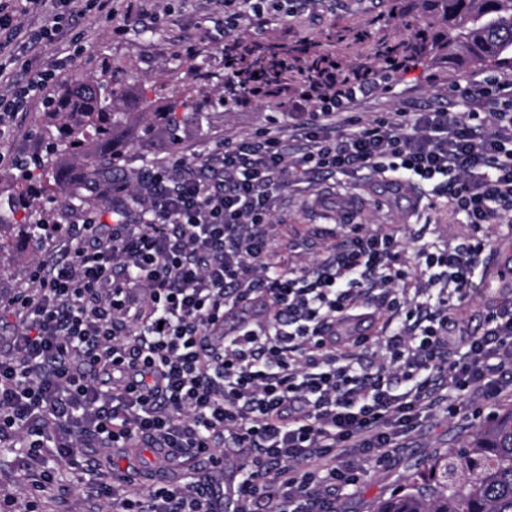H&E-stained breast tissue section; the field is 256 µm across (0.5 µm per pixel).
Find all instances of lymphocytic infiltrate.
I'll return each mask as SVG.
<instances>
[{
    "label": "lymphocytic infiltrate",
    "instance_id": "obj_1",
    "mask_svg": "<svg viewBox=\"0 0 512 512\" xmlns=\"http://www.w3.org/2000/svg\"><path fill=\"white\" fill-rule=\"evenodd\" d=\"M73 0H0V77L30 79L0 97V113L27 111L54 80L9 50L44 46L75 22ZM46 9L22 31L20 13ZM386 78L365 69L346 95H326L280 133L225 141L210 161L153 169L139 204L86 213L63 258L41 259L28 287L0 299V443L20 441L39 471L41 502L66 462L120 512H213L188 458L241 448L234 512H336L367 462L436 411L473 415L498 401L512 366V300L484 309L455 335L454 316L482 266L491 224L512 223V77L480 73L454 84L462 108L387 112L363 120L351 105ZM433 184L469 232L433 251L425 230L406 234L340 220L314 266H282L273 190L284 179L353 178ZM370 312L372 334L345 343L338 319ZM150 449L154 466H183L171 484L131 487L116 455Z\"/></svg>",
    "mask_w": 512,
    "mask_h": 512
}]
</instances>
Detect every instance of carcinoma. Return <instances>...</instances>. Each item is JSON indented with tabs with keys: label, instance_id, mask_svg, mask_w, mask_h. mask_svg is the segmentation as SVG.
Instances as JSON below:
<instances>
[{
	"label": "carcinoma",
	"instance_id": "obj_1",
	"mask_svg": "<svg viewBox=\"0 0 512 512\" xmlns=\"http://www.w3.org/2000/svg\"><path fill=\"white\" fill-rule=\"evenodd\" d=\"M417 36L381 42L374 48L378 67L393 60L419 57L445 59L456 69L490 63H512V0H422V13L411 18ZM319 50L282 47L270 52L244 40L235 50L237 81L242 93L258 99L277 98L293 85L298 91L319 94L314 66ZM126 89L112 80L76 79L46 103V122L57 124L47 154L70 152L86 160L87 176L96 178L103 167L86 149L88 129L104 138L125 124L130 113L123 102ZM188 99L175 101L165 112H142L145 146L155 123L171 142L195 117ZM14 255L0 237V281L11 274ZM374 512H512V409L479 427L460 448H450L427 464L400 492L380 500Z\"/></svg>",
	"mask_w": 512,
	"mask_h": 512
}]
</instances>
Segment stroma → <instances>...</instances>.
<instances>
[{
  "instance_id": "35a3bbf8",
  "label": "stroma",
  "mask_w": 512,
  "mask_h": 512,
  "mask_svg": "<svg viewBox=\"0 0 512 512\" xmlns=\"http://www.w3.org/2000/svg\"><path fill=\"white\" fill-rule=\"evenodd\" d=\"M111 7V14L105 15L86 10L84 0H75L74 8L82 16L69 36L77 41L82 53L59 71L47 92L55 94L59 85L77 76H99L103 58L128 62L124 107L130 119L113 136L93 145L96 154L106 159L112 152L122 153L123 168L112 174L107 197L91 198L80 188V178L86 173L83 159L68 154L56 156L47 161L50 175L46 182L16 195L14 184L20 171L10 161L18 157L27 162L34 155L44 154L45 107L37 100L29 112L8 119L9 129L0 137V220L10 224L29 216L42 224L59 225L60 230L39 246L15 236L14 275L0 283L1 297L28 283L39 259L63 253L64 225L109 205L111 199L124 201L130 194L142 192V178L153 167L172 163L179 156L190 158L210 152L228 138H250L269 126L294 123L319 108L317 102L297 95L290 98L295 110L288 114L272 102L253 97L224 104L230 90L224 81L222 53L224 0H112ZM405 9L417 15L421 4L419 0H312L292 14L274 15L263 22L241 17L236 37L274 47L299 48L316 42L349 62L370 65L374 62L375 40L406 36V29L390 20L392 13ZM464 76V71L449 67L447 61L421 60L409 71L395 74L389 90L378 91L358 110L363 119L369 120L380 112H395L403 107L413 112L443 103L448 99L449 86ZM178 94L193 98L202 115L200 129L185 130L174 144L157 138L149 149H132V142L143 133L139 117L142 99L151 100L154 111L160 112ZM61 185L75 191L65 204L57 197ZM318 187L333 200L349 192L367 198L381 197L382 208H367L360 216L362 223L397 227L426 223L430 229L425 241L437 248L447 246L467 231L465 225L448 223L444 198L435 195L428 184L391 189L371 174L358 177L349 187L333 179L320 181ZM279 193L288 199L286 207L274 212V221L281 224L284 237L325 246L322 228L331 219L325 211L304 207L307 186L287 185ZM511 294L512 282L501 283L489 273H480L460 310L463 326L475 327L489 304ZM479 425V420L469 414L454 419L443 412L429 416L403 440L390 460L380 465L366 463L361 482L338 501L340 512H373L376 502L403 486L423 462L461 447ZM22 457L21 449L13 443H0V512H28L29 489L37 475L23 467ZM60 482L62 491L44 501L43 512H113L111 502L89 494L75 471L61 468Z\"/></svg>"
}]
</instances>
